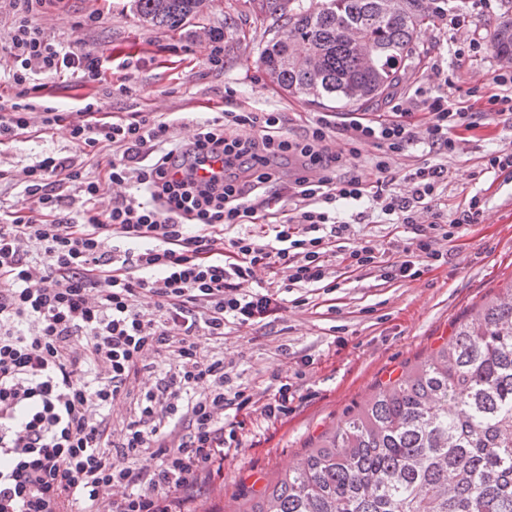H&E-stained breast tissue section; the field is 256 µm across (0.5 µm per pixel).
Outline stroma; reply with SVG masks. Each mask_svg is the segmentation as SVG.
Listing matches in <instances>:
<instances>
[{"instance_id":"stroma-1","label":"stroma","mask_w":512,"mask_h":512,"mask_svg":"<svg viewBox=\"0 0 512 512\" xmlns=\"http://www.w3.org/2000/svg\"><path fill=\"white\" fill-rule=\"evenodd\" d=\"M274 4L209 0L202 18L169 31L139 21L132 0H53L40 17L45 33L105 52L112 72L100 83L47 82L39 74L34 80L45 85V104L64 114L78 111L93 96L114 112L140 110L202 122L219 115L230 93L246 110L284 113L290 132L299 134L323 109L272 84L259 63ZM449 4L455 11L468 10V26L457 30L434 23L422 28L418 43L454 73L458 89L452 102L468 106L473 102L469 88L512 69L490 46L501 15H512V0H492L486 12L469 9L468 0ZM97 11L101 23L84 26L85 16ZM203 26L224 35L223 70L206 64L211 40L194 35ZM475 37L485 50L470 51ZM509 144L512 122L496 120L468 132L449 158L445 213L458 218L466 197L476 192L486 198L488 211L459 238L441 242L447 264L414 281L384 280L379 267L353 272L335 266V291L318 292L308 305L289 307L270 324L230 331L214 344V353L233 359L258 391L272 370H294L306 355L314 363L296 383L287 419L272 423L247 416L242 451L225 460L222 473L200 474L184 496L183 512H235L245 494L260 491L293 464L309 440L362 404L377 382L400 376L448 342L460 321L512 281V181L484 170L490 150ZM74 152L67 123L46 127L37 118L28 133L0 143V171L6 173L0 178V213L9 214L19 197L26 166L44 153L69 157Z\"/></svg>"}]
</instances>
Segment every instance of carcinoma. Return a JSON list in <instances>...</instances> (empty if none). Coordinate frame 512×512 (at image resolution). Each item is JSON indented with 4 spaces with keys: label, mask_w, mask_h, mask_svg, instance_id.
<instances>
[{
    "label": "carcinoma",
    "mask_w": 512,
    "mask_h": 512,
    "mask_svg": "<svg viewBox=\"0 0 512 512\" xmlns=\"http://www.w3.org/2000/svg\"><path fill=\"white\" fill-rule=\"evenodd\" d=\"M205 0H133L176 31ZM259 61L279 88L363 107L421 59L423 0L279 6ZM493 48L512 62V19ZM242 512H512V283L461 321L447 344L371 397L245 502Z\"/></svg>",
    "instance_id": "cac0c4a2"
}]
</instances>
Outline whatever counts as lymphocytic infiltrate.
<instances>
[{
    "label": "lymphocytic infiltrate",
    "mask_w": 512,
    "mask_h": 512,
    "mask_svg": "<svg viewBox=\"0 0 512 512\" xmlns=\"http://www.w3.org/2000/svg\"><path fill=\"white\" fill-rule=\"evenodd\" d=\"M8 2L6 76L19 99L0 104V141L31 124L32 74L94 82L104 69L101 55L44 34L47 0ZM433 71L435 93L400 99L383 118L347 116L341 151L324 115L296 136L282 113L243 112L228 98L184 139L168 118L85 101L70 135L80 155L104 157V178L83 177L77 158L43 155L24 168L22 195L0 224V512H179L198 476L241 450L238 413L287 415L291 380L311 364L290 378L272 371L259 393L212 344L303 305L288 293L322 289L333 260L352 270L382 263L404 281L445 263L439 241L478 223L485 197L472 194L462 218L446 220L447 164L425 161L399 178L391 161L417 144L455 154L461 131L512 120V94L499 74L496 92L471 89L479 109L459 106L452 77ZM368 145L377 153L365 173ZM105 181L120 189L107 203ZM68 184L81 193L75 217L60 213ZM374 219L404 225L403 246L357 232ZM259 221L256 236L248 227ZM261 271L282 274L278 289H246ZM124 405L128 418L113 425Z\"/></svg>",
    "instance_id": "obj_1"
}]
</instances>
